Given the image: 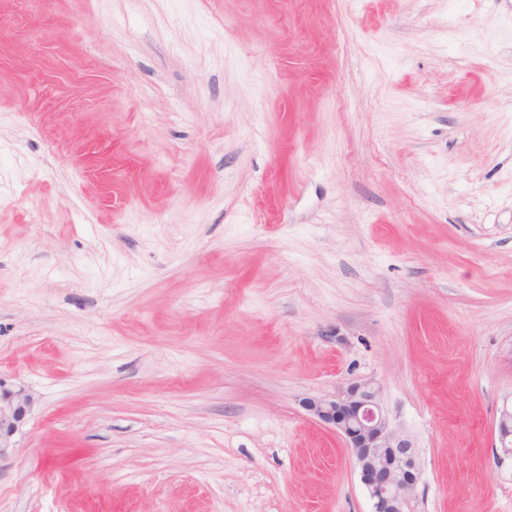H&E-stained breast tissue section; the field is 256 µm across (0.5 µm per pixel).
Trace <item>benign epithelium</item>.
<instances>
[{
	"label": "benign epithelium",
	"instance_id": "7a95c632",
	"mask_svg": "<svg viewBox=\"0 0 512 512\" xmlns=\"http://www.w3.org/2000/svg\"><path fill=\"white\" fill-rule=\"evenodd\" d=\"M36 400L23 386L0 385V456L15 447V436ZM304 406L321 423L341 435L355 456L372 512H404L419 479L418 456L411 440L389 420L370 382L349 386L330 397L309 398ZM512 408L500 413L501 455L512 458Z\"/></svg>",
	"mask_w": 512,
	"mask_h": 512
}]
</instances>
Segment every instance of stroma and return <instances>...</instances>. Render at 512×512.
<instances>
[{"mask_svg":"<svg viewBox=\"0 0 512 512\" xmlns=\"http://www.w3.org/2000/svg\"><path fill=\"white\" fill-rule=\"evenodd\" d=\"M512 512V0H0V512ZM36 400L24 386L4 388L0 382V456L15 448V436L32 413ZM371 382L349 386L330 397L308 398L304 406L341 435L355 456L372 512H404L419 479L411 440L389 420Z\"/></svg>","mask_w":512,"mask_h":512,"instance_id":"stroma-1","label":"stroma"}]
</instances>
